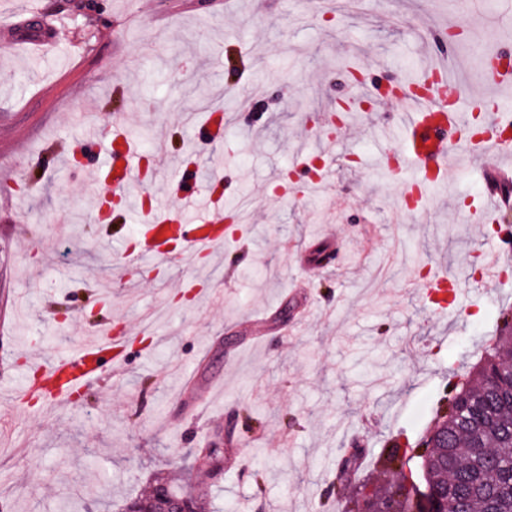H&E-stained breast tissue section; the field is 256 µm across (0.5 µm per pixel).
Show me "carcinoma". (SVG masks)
<instances>
[{
    "label": "carcinoma",
    "mask_w": 512,
    "mask_h": 512,
    "mask_svg": "<svg viewBox=\"0 0 512 512\" xmlns=\"http://www.w3.org/2000/svg\"><path fill=\"white\" fill-rule=\"evenodd\" d=\"M499 333L467 375L468 384L453 388L436 416L447 421L432 447L395 444L383 460L395 471L387 485L396 512H420L407 484L405 467L418 461L421 477L438 492L451 487L446 512H512V314L501 310ZM189 500L195 512H210L208 492L188 490L162 476L151 488L122 505V512H143L158 494Z\"/></svg>",
    "instance_id": "obj_1"
}]
</instances>
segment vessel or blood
<instances>
[{"label":"vessel or blood","mask_w":512,"mask_h":512,"mask_svg":"<svg viewBox=\"0 0 512 512\" xmlns=\"http://www.w3.org/2000/svg\"><path fill=\"white\" fill-rule=\"evenodd\" d=\"M484 82L487 90L479 94L443 79L429 94L411 93L398 101L393 133L398 163L393 175L407 189L425 190L446 180L459 162L489 155L499 160L492 171L498 181L512 177V106L503 100L512 90V67L486 68ZM54 151L67 168H81L93 184H107L110 197L117 200L129 187L142 183L145 172L157 164L156 157L138 153L128 131L119 128L109 132L94 128ZM176 171L184 184L176 204H153L141 229L142 250L160 263L197 251L213 252L228 239L212 183L198 184L185 163H178ZM504 257L497 246L481 250V276L467 294L453 276L429 277L420 287L424 301L436 313L462 310L466 298H479L485 286L501 280ZM124 366L119 348L93 339L76 351L37 362L40 387L21 383L16 398L23 401L39 391L69 396L99 382L106 370L117 372Z\"/></svg>","instance_id":"obj_1"}]
</instances>
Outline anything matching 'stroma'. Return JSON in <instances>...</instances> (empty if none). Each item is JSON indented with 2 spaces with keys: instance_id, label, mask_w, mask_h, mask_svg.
Returning <instances> with one entry per match:
<instances>
[{
  "instance_id": "35a3bbf8",
  "label": "stroma",
  "mask_w": 512,
  "mask_h": 512,
  "mask_svg": "<svg viewBox=\"0 0 512 512\" xmlns=\"http://www.w3.org/2000/svg\"><path fill=\"white\" fill-rule=\"evenodd\" d=\"M440 19L464 30L457 80L481 87L487 51L512 54V0H0V39L21 43L0 53V512H69L74 499L116 512L159 473L203 484L219 512H350L360 483L391 481L383 450L425 435L512 308V265L461 320L432 313L412 282L438 272L470 287L469 255L512 243V221L471 220L477 164L429 187L416 218H396L386 109L351 116L326 189L284 196L272 178L291 169L311 183L298 154L321 143L295 133L330 101L364 98L349 62L368 82L421 76ZM216 99L228 113L249 105L257 130L228 127L214 145L178 124ZM80 108L104 127L119 116L148 129L140 152L167 130L171 152L230 173L224 209L250 206L235 239L188 264L140 260L127 291L140 209L92 223L90 191L45 153L78 136ZM119 328L121 372L58 411L7 400L27 353ZM209 442L224 451L218 478L197 455ZM356 446L362 464L341 481Z\"/></svg>"
}]
</instances>
